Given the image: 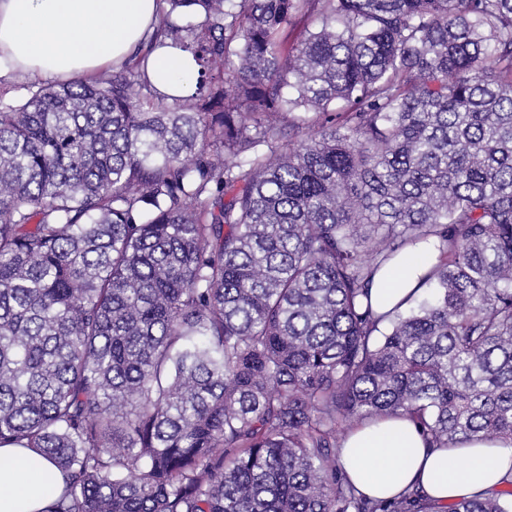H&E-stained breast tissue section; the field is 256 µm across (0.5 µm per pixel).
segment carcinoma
<instances>
[{
  "label": "carcinoma",
  "mask_w": 512,
  "mask_h": 512,
  "mask_svg": "<svg viewBox=\"0 0 512 512\" xmlns=\"http://www.w3.org/2000/svg\"><path fill=\"white\" fill-rule=\"evenodd\" d=\"M160 2L137 63L0 90V447L43 512H512L339 464L378 417L512 439V0ZM419 245L428 295L376 314ZM147 75L157 95L172 104L196 89L197 65L193 57L178 47H161L151 55ZM437 252L431 255L423 251L402 254L393 264L382 269L375 277L371 288V302L378 313L392 310L407 295L416 297L422 288H417L418 279L424 273Z\"/></svg>",
  "instance_id": "cac0c4a2"
}]
</instances>
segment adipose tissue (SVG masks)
Returning <instances> with one entry per match:
<instances>
[{
	"instance_id": "obj_1",
	"label": "adipose tissue",
	"mask_w": 512,
	"mask_h": 512,
	"mask_svg": "<svg viewBox=\"0 0 512 512\" xmlns=\"http://www.w3.org/2000/svg\"><path fill=\"white\" fill-rule=\"evenodd\" d=\"M158 11L157 0H0V82L33 73L69 82L124 64L152 31ZM147 75L168 102L194 93L197 65L178 47L166 46L151 55ZM430 261L425 252L409 251L382 269L371 289L374 309L388 312L416 292ZM0 458L19 462L0 468V512H43L39 478L49 463L16 447L0 448ZM341 464L369 497L390 500L417 483L430 499L445 504L489 492L511 478L512 441L429 448L409 420L387 417L346 435Z\"/></svg>"
}]
</instances>
